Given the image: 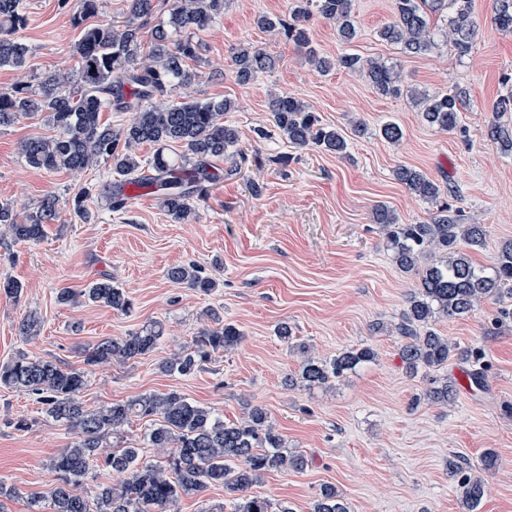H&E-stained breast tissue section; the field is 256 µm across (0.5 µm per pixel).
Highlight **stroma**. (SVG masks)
Masks as SVG:
<instances>
[{
	"label": "stroma",
	"instance_id": "stroma-1",
	"mask_svg": "<svg viewBox=\"0 0 512 512\" xmlns=\"http://www.w3.org/2000/svg\"><path fill=\"white\" fill-rule=\"evenodd\" d=\"M22 6L30 60L21 72L0 67V90L20 81L34 88L43 72L77 65L75 0H22ZM472 6L480 28L472 53L462 59L445 45L411 57L382 41L392 0H354L358 29L349 42L327 21L309 24L312 44L325 56L349 52L397 63L405 85L432 95L456 84L466 88L459 128L448 133L424 124L410 99L379 95L364 78L342 71L319 74L282 29L257 27L260 16L288 21L291 0H227L197 36L199 81L176 95L234 101L224 120L238 129L244 157L213 161L217 178L194 199L196 216L188 221H175L155 198L112 211L102 193L117 179L111 163L78 175L28 166L18 144L50 135L44 115L0 127V202L25 215L48 193L60 199L59 219L40 242L0 237V279L23 286L17 298L0 293V365L24 353L82 370L81 401L91 410L170 390L231 422L248 405H261L289 450L305 454L309 465L267 474L250 493L289 503L294 512H311L324 484L335 486L350 512H461L448 463L461 455L477 467L489 450L496 464L483 474L489 492L477 512H512V320L492 326L499 305L488 299L467 316L436 321L435 330L451 342L480 345L489 370L484 386L459 388L453 403L424 399L426 383L407 373L394 330L415 278L399 269L372 222L381 203L404 224L428 221L435 212L396 179V169L408 166L451 192L466 223L483 227L485 246L471 254L476 266L491 267L512 242V155L487 139L493 121L512 125V112L492 110L512 91L504 81L512 75V33L492 23V0H472ZM240 43L270 53L274 69L240 84L229 57ZM275 92L300 98L340 130L346 154L297 147L278 134L258 138L257 129L272 127L268 101ZM359 120L368 129L362 136L353 130ZM387 122L402 128L400 144L378 136ZM81 191L89 194L87 222L72 209ZM189 262L215 278L213 291L167 280L168 268ZM105 277L128 294L131 310L56 300L59 289L78 292ZM215 314L243 332L241 344L216 353L192 375L162 373V358L190 345ZM30 315L41 326L26 338L19 326ZM155 321L164 335L154 352L85 364L86 350L101 340ZM284 322L295 343L319 358L366 346L375 357L319 388L288 385L301 356L278 339ZM74 439L33 395L0 387V483L14 491L0 500V512H33L31 495L56 485L50 461Z\"/></svg>",
	"mask_w": 512,
	"mask_h": 512
}]
</instances>
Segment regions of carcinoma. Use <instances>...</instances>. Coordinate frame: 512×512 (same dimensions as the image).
<instances>
[{"instance_id":"cac0c4a2","label":"carcinoma","mask_w":512,"mask_h":512,"mask_svg":"<svg viewBox=\"0 0 512 512\" xmlns=\"http://www.w3.org/2000/svg\"><path fill=\"white\" fill-rule=\"evenodd\" d=\"M121 24L112 22L87 25L73 46L76 73L49 71L42 75L36 95L19 82L0 91V126L21 118L45 113L53 129L50 136L32 137L19 143L26 163L35 169L55 173H80L100 160L112 162L113 172L132 176L141 168L133 148L142 144L155 147L148 166L149 182L157 183L162 208L176 221L194 215L191 197L202 192L201 183L211 179L208 166L214 159L239 154L238 130L224 123V113L235 108L229 99L170 101L172 93L197 82L201 73L188 61L198 58L197 33L207 29L224 11L227 0H172L167 25L152 31L148 53L141 52V31L156 13L158 0H127ZM452 14L443 34L454 54H471L477 35V21L471 0H393V20L382 27L379 37L413 57L425 56L438 48L433 15L446 9ZM318 15L336 26L345 41L357 35L353 0H296L292 22L283 27L285 36L305 49L307 62L321 73L337 68L362 76L379 94L406 95L418 108V116L430 127L452 132L458 128L460 108L468 92L456 85L443 95H429L413 87L403 88L401 72L393 63L379 58H363L344 53L331 60L310 45L306 22ZM492 22L512 33V0H493ZM26 25L21 0H0V67L22 71L30 49L18 32ZM237 78L245 83L257 74L272 70L275 59L250 44L232 48ZM138 89L139 99L131 103L125 88ZM268 109L276 128L293 145L315 146L339 155L347 142L336 129L323 124L320 116L301 99L288 94L270 96ZM133 111L132 119L115 129L102 119L104 112ZM379 135L391 144L403 138L401 127L387 122ZM489 141L502 153L512 155V126L492 123ZM183 149L179 155L169 147ZM397 179L414 195L428 201L440 197L439 186L420 171L402 166ZM59 217V198L47 194L37 210L19 216L10 206L0 205V228L16 241L37 243L46 235V226ZM373 222L380 225L387 250L398 267L412 272L415 285L406 298V309L396 331L403 339L400 358L413 375L424 373L427 400L446 405L455 400V388L448 379L432 372L457 360L472 366L471 380L485 381L483 352L478 347L460 348L430 328L440 317L456 318L469 314L481 301L494 299L500 304L496 322L512 318V243L497 255L492 272L474 265L462 249L485 245V233L478 224L464 223L463 211L447 203L424 224H401L383 204L373 210ZM166 278L185 288L210 291L217 282L194 264L167 270ZM82 297L114 310L126 312L132 302L126 292L105 278L76 293L62 288L57 301L70 305ZM214 326L203 329L193 347L183 348L165 358L159 369L167 374L189 376L218 351H228L243 340V333L220 317L212 316ZM163 327L153 322L120 339H106L86 350L88 365L113 359L134 360L155 350ZM369 348L344 350L330 361L306 356L300 361L292 384L321 387L374 359ZM25 391L44 406L48 417L77 431L78 439L51 462L57 486L48 496L33 495L32 507L42 512L48 501L51 512H168L167 507L184 496L199 495L218 486L231 497L232 512H294L286 502L248 494V490L269 472L300 471L308 461L302 454L288 451L284 437L259 405L248 407L246 416L227 423L210 409L184 395L144 393L126 401L113 402L87 410L79 400L85 374L57 364L18 354L0 366V387ZM132 417L151 418L149 444L161 451L163 460L138 463L139 449L114 448L103 453V442L120 438L121 429ZM98 461L105 470L125 475L116 485L99 487L94 502L75 492L89 463ZM450 477L457 479L459 501L464 512H476L488 492L485 480L466 473L463 463L448 465ZM313 512H349L336 487L325 484L314 502Z\"/></svg>"}]
</instances>
